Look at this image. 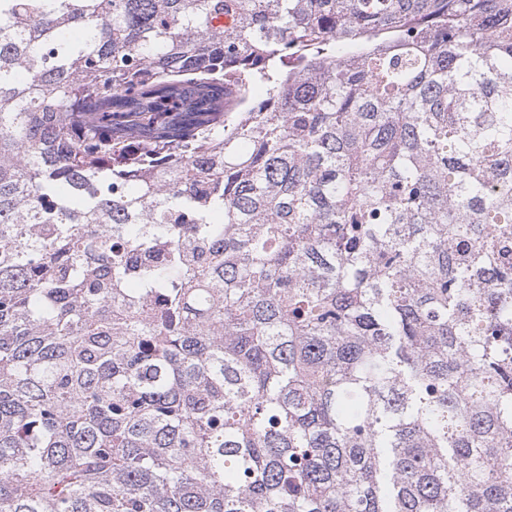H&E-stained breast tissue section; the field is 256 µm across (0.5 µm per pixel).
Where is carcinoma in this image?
<instances>
[{"label": "carcinoma", "mask_w": 512, "mask_h": 512, "mask_svg": "<svg viewBox=\"0 0 512 512\" xmlns=\"http://www.w3.org/2000/svg\"><path fill=\"white\" fill-rule=\"evenodd\" d=\"M0 512H512V0H0Z\"/></svg>", "instance_id": "cac0c4a2"}]
</instances>
